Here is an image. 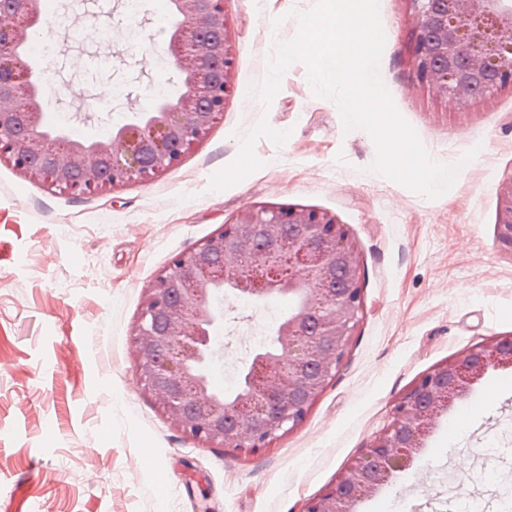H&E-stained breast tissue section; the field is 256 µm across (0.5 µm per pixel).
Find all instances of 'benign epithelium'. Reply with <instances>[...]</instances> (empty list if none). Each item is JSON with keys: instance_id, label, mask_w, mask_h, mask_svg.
<instances>
[{"instance_id": "benign-epithelium-1", "label": "benign epithelium", "mask_w": 512, "mask_h": 512, "mask_svg": "<svg viewBox=\"0 0 512 512\" xmlns=\"http://www.w3.org/2000/svg\"><path fill=\"white\" fill-rule=\"evenodd\" d=\"M416 77L466 108L512 87V0H407ZM37 0H0V156L30 180L71 194L149 181L203 140L230 86L232 44L223 0H174L169 41L184 92L85 144L43 124L40 75L18 49L37 25ZM498 248L512 255V180L502 184ZM233 259L227 263V259ZM263 301L293 294L297 312L275 330V351L257 353L245 387L214 393L202 365L223 312L213 291ZM363 312L355 252L330 214L243 208L195 247L176 255L143 301L133 345L141 384L180 430L210 448H264L299 426L344 360ZM512 367V334L490 339L423 374L395 406L387 429L303 512H351L390 474L410 465L435 419L486 370Z\"/></svg>"}]
</instances>
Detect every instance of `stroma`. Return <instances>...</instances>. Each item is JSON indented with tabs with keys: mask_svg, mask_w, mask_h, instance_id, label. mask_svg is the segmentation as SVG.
<instances>
[{
	"mask_svg": "<svg viewBox=\"0 0 512 512\" xmlns=\"http://www.w3.org/2000/svg\"><path fill=\"white\" fill-rule=\"evenodd\" d=\"M315 0H224L230 90L207 137L150 182L75 196L0 157V512H302L387 427L427 371L512 334V256L496 244L499 189L512 180V89L458 108L419 83L406 0H379V75L430 157L476 158L429 199L371 173L377 149L344 131L337 105L291 65L270 104L253 91L274 44ZM32 40L43 110L75 140L105 139L183 90L168 41L170 0H143L131 40L119 0H66ZM165 67L164 86L155 73ZM246 206L329 213L348 229L363 313L335 377L305 421L269 447L210 448L184 435L139 383L132 334L147 288L178 253ZM224 302L228 341L209 365L249 366L251 321ZM468 423L448 424L472 405ZM161 466L142 469L144 449ZM512 476V368H492L445 412L411 465L356 512H454Z\"/></svg>",
	"mask_w": 512,
	"mask_h": 512,
	"instance_id": "stroma-1",
	"label": "stroma"
}]
</instances>
